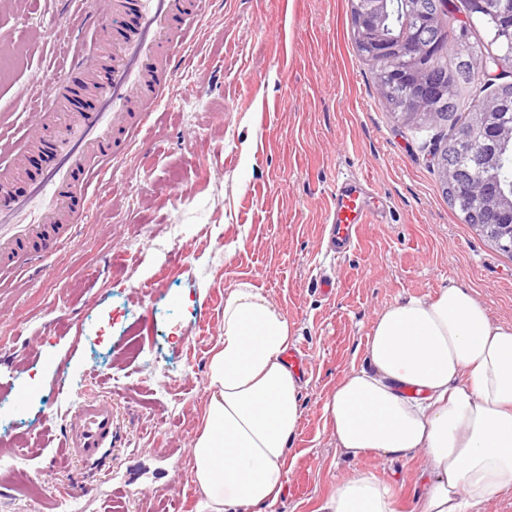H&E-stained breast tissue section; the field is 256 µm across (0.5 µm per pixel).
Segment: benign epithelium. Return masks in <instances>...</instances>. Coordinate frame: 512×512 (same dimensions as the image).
<instances>
[{
  "mask_svg": "<svg viewBox=\"0 0 512 512\" xmlns=\"http://www.w3.org/2000/svg\"><path fill=\"white\" fill-rule=\"evenodd\" d=\"M353 16L356 33L360 36L362 50L370 61L382 69V79L379 82L381 93H386L388 83L414 82L422 90L430 88L425 68H402L398 64L399 58L409 47L415 48L418 57L433 59L437 53V43L425 38V34L445 25L447 20L454 19L448 13V2L444 0L442 6L432 13L421 12L414 8L413 0H405L404 10L398 26L391 29L387 25L389 17V4L393 0H352ZM499 35L509 42V49L505 53H496L484 60L483 67L491 66L494 71L491 76L496 77L512 71V17L506 15L498 21ZM385 107L393 117L402 123L417 121H432L436 113L429 111L425 98L417 96L400 106L391 101H384ZM498 106L491 100L484 99L475 104V122L493 131V139L498 142H512V127L501 126L497 121ZM469 196L478 201L481 209L486 213H495L499 216L512 213V200L505 198L497 190L484 187L469 193ZM494 234L488 244L493 248H512V225L493 224Z\"/></svg>",
  "mask_w": 512,
  "mask_h": 512,
  "instance_id": "benign-epithelium-1",
  "label": "benign epithelium"
}]
</instances>
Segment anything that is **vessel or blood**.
<instances>
[{
	"instance_id": "b4317fda",
	"label": "vessel or blood",
	"mask_w": 512,
	"mask_h": 512,
	"mask_svg": "<svg viewBox=\"0 0 512 512\" xmlns=\"http://www.w3.org/2000/svg\"><path fill=\"white\" fill-rule=\"evenodd\" d=\"M129 22L112 40V68L95 89L97 107L74 108L68 137L53 148L47 174L31 180L26 195L0 200V270L36 269L39 261L74 241L73 230L100 197L93 179L117 168L138 143L173 85L177 62L192 46V32L205 12L204 0H110L88 19L94 31L111 13ZM382 200L367 183L343 177L333 193L327 228L336 254L355 247L367 224L383 220ZM60 225L56 236L46 234ZM113 414L102 400L82 397L69 413L63 455L95 461L112 446Z\"/></svg>"
}]
</instances>
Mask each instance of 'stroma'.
Segmentation results:
<instances>
[{
  "label": "stroma",
  "mask_w": 512,
  "mask_h": 512,
  "mask_svg": "<svg viewBox=\"0 0 512 512\" xmlns=\"http://www.w3.org/2000/svg\"><path fill=\"white\" fill-rule=\"evenodd\" d=\"M90 12V0H0L12 35L0 140H24L31 117L17 93L39 103L51 76L74 92L58 111L92 107L86 74L62 71ZM204 24L142 148L94 182L103 202L74 242L39 275L0 277V512H194L190 445L224 294L242 280L280 304L305 359L274 512H313L354 469L384 478L397 512H416L420 460L343 457L324 398L397 301L457 285L512 325V256L443 193L429 160L447 125L407 126L386 110L376 67L351 40V0H208ZM344 174L373 184L386 221L336 260L324 226ZM93 393L112 403V447L96 462L62 460L68 412Z\"/></svg>",
  "instance_id": "1"
}]
</instances>
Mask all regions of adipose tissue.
I'll use <instances>...</instances> for the list:
<instances>
[{
	"mask_svg": "<svg viewBox=\"0 0 512 512\" xmlns=\"http://www.w3.org/2000/svg\"><path fill=\"white\" fill-rule=\"evenodd\" d=\"M296 329L252 282L224 295L208 364L203 422L191 444L196 512H271L288 481L302 418L301 382L286 355ZM324 424L350 459L422 454L419 512H481L512 492V326L494 324L467 290L388 306L361 364L323 402ZM314 512H396L391 486L356 470Z\"/></svg>",
	"mask_w": 512,
	"mask_h": 512,
	"instance_id": "adipose-tissue-1",
	"label": "adipose tissue"
}]
</instances>
